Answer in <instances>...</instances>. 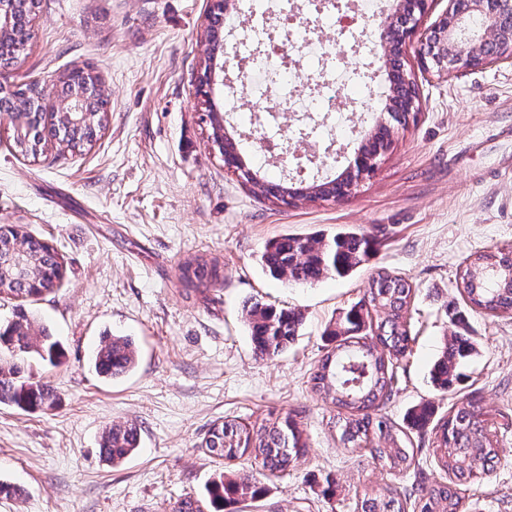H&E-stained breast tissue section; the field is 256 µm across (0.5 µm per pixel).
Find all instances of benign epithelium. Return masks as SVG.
<instances>
[{"label": "benign epithelium", "mask_w": 512, "mask_h": 512, "mask_svg": "<svg viewBox=\"0 0 512 512\" xmlns=\"http://www.w3.org/2000/svg\"><path fill=\"white\" fill-rule=\"evenodd\" d=\"M429 2L398 0L397 10L380 22L381 59L397 70L390 92L379 107L381 112L403 117L419 110L416 77L404 65V50L416 37L420 67L442 78L512 60V0H448L447 9L422 31ZM206 44L207 68L196 72L194 95L211 103L220 73L224 72L223 39L217 35ZM375 128L384 130V138L371 139L350 162L359 178L375 173V159L390 140L389 125L378 120Z\"/></svg>", "instance_id": "benign-epithelium-1"}]
</instances>
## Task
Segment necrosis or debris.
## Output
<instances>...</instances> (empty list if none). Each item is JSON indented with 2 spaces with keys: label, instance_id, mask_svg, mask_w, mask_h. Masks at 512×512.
I'll list each match as a JSON object with an SVG mask.
<instances>
[{
  "label": "necrosis or debris",
  "instance_id": "4bbe7bcc",
  "mask_svg": "<svg viewBox=\"0 0 512 512\" xmlns=\"http://www.w3.org/2000/svg\"><path fill=\"white\" fill-rule=\"evenodd\" d=\"M305 3L323 17L352 14L364 19L373 14L368 0H239L235 27L252 47L244 67L252 106L249 124L263 143L260 159L267 164L279 159L278 140L269 134L277 108L285 106L301 114L298 145L312 157L325 149L326 134L348 129L346 89L373 77L368 67L349 73L332 65L335 48L357 50L365 26L337 28L332 42L304 34L300 9ZM289 50L316 62V75L304 77L289 69L285 61Z\"/></svg>",
  "mask_w": 512,
  "mask_h": 512
}]
</instances>
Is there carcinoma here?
Listing matches in <instances>:
<instances>
[{
    "label": "carcinoma",
    "mask_w": 512,
    "mask_h": 512,
    "mask_svg": "<svg viewBox=\"0 0 512 512\" xmlns=\"http://www.w3.org/2000/svg\"><path fill=\"white\" fill-rule=\"evenodd\" d=\"M40 7L41 0H14L13 5L23 26L29 25ZM26 44L21 30L0 29V57L9 56L16 47ZM86 89L92 93L94 85L65 79L55 113V128L62 129L67 151L72 154L90 148L109 122V100L102 92L86 100L85 111H70L76 99L84 97ZM41 98L42 88L35 84L0 90V111L27 114L29 130L22 137L13 136L12 144L23 157L43 154L48 137L55 136L45 132L42 114L35 107ZM340 180L353 185L355 175L345 170L334 178L307 185L306 190L313 199L329 200L336 197V182ZM250 184L262 196L268 187H278L284 193L290 190L286 181L264 180L256 174ZM19 234L28 242V253L22 255L9 250V243ZM375 242V237L364 228L350 225H342L328 234H285L266 243L261 262L272 277L302 287L329 275L349 276L365 264ZM64 275V258L52 246L16 226L0 233V296L33 301L44 291L52 290ZM184 278L187 284L198 288L216 278V269L205 261H190L185 265ZM457 290L466 309L472 312L492 317L512 315V262L500 251L471 256ZM416 292V285L409 278L378 269L369 278L363 297L326 328L325 335L334 346L327 349L309 379L311 390L336 408V427L344 447L359 448L369 435L376 436L382 446L370 449V455L394 475L406 473L418 464V449L414 448L411 433L382 413L394 396V363L406 354L412 341L405 318ZM450 322L456 331L430 370V382L441 393L455 387L462 376L461 369L477 353L465 315L456 312ZM246 325L254 354L271 358L288 350L299 336L303 316L294 309L255 303L247 309ZM1 345L11 353L14 362L0 363V403L26 412L51 406L56 398L54 390L46 384L21 380L19 362L31 359L55 365L61 356L59 341L19 312L0 331ZM136 362L137 351L128 336L102 337L91 356L94 372L109 381L126 376ZM432 416L428 403L409 413L415 426L427 425ZM479 416L481 411L475 401L461 399L434 422L437 447L447 449L446 454L437 458L446 481L423 488L412 499L398 486L389 484L379 492L359 497L356 512H463L457 486L490 473L492 464L503 456L491 428L481 424ZM138 446L136 428L114 425L103 436L100 453L118 465ZM202 448L209 457L222 461L245 455L253 458L259 467L258 477L228 478L221 473L206 488L207 499L186 497L176 503L174 512H204L209 505L214 512H224L228 504L257 501L262 496L260 478L288 474L304 457L306 443L289 416L255 422L226 418L213 424Z\"/></svg>",
    "instance_id": "cac0c4a2"
}]
</instances>
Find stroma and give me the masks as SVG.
Returning a JSON list of instances; mask_svg holds the SVG:
<instances>
[{
    "label": "stroma",
    "instance_id": "1",
    "mask_svg": "<svg viewBox=\"0 0 512 512\" xmlns=\"http://www.w3.org/2000/svg\"><path fill=\"white\" fill-rule=\"evenodd\" d=\"M208 0H42L32 37L11 79L45 90L58 104L60 80L90 68L109 96L111 119L83 153L29 159L14 153L13 128L0 121V225H19L63 256L61 286L18 306L0 298V327L25 310L62 347L54 367L23 375L58 394L49 408L0 404V512H172L204 497L220 465L202 442L227 416L252 422L291 415L307 444L288 475L267 480L244 512H354L357 494L388 484L410 488L368 449L346 448L336 410L308 384L327 349L331 319L360 300L370 273L384 267L412 279L406 315L410 350L394 366L396 394L386 414L405 423L413 407L443 415L448 397L429 369L461 303L457 282L477 252L512 250V61L451 78L417 77L420 109L397 127L376 173L341 202L278 206L254 194L214 155L199 121L193 77L204 58ZM376 112H355L338 159L304 176L260 164L243 118L226 127L252 167L273 180L311 183L349 166ZM344 224L379 240L366 264L345 278L290 288L265 273L267 241L326 233ZM215 262L219 277L185 291L182 265ZM261 302L304 316L288 351L257 358L244 307ZM478 352L455 387L477 399L505 456L490 475L463 485L467 512H512V317L468 316ZM131 337L136 368L109 382L90 367L105 332ZM133 424L137 451L120 465L99 454L103 432Z\"/></svg>",
    "mask_w": 512,
    "mask_h": 512
}]
</instances>
